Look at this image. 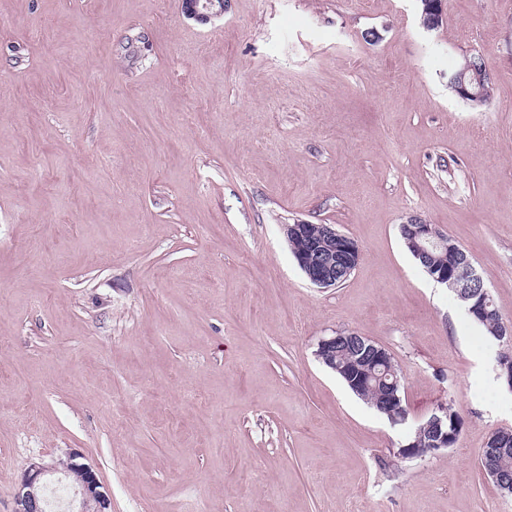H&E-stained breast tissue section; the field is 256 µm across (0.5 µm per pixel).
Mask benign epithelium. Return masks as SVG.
Instances as JSON below:
<instances>
[{"label":"benign epithelium","instance_id":"obj_1","mask_svg":"<svg viewBox=\"0 0 512 512\" xmlns=\"http://www.w3.org/2000/svg\"><path fill=\"white\" fill-rule=\"evenodd\" d=\"M424 23L433 27L442 17V0H422ZM182 12L189 18L206 24L213 18L224 16V0H181ZM458 94L462 99L479 97L476 78L462 74L459 78ZM404 226L409 228L411 239L408 245L416 256L424 259L432 250L448 248V234L421 217H410ZM310 223L298 220L282 225L285 237L302 239L307 242L304 253L295 256L299 268L313 285L320 288L334 287L351 274L361 258L357 242L338 231L333 224L320 225V232L312 235ZM460 277L459 300L468 312L483 317L491 305L490 291L483 278L477 273L467 254L460 256L458 267ZM354 343L352 367L348 370L350 383L358 390L366 387L378 374L395 375L387 349L375 341L351 331H338L333 336L320 340L316 357L325 365H336V348L347 341ZM378 410L385 412L394 424L406 421V410L402 396L391 391L378 403ZM448 420V406L442 405L428 417L427 426L441 432L439 439L430 443L428 452L434 453L448 446V431H440ZM70 465L79 475L80 482L74 488L73 497L67 502L68 512H112L111 499L100 483L94 469L81 461V454H69ZM56 473V467L47 463H34L24 474L16 495L14 512H46L47 503L44 489L49 476Z\"/></svg>","mask_w":512,"mask_h":512}]
</instances>
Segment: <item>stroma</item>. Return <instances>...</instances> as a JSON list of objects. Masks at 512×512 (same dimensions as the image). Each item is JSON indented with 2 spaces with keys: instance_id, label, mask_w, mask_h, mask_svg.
<instances>
[{
  "instance_id": "1",
  "label": "stroma",
  "mask_w": 512,
  "mask_h": 512,
  "mask_svg": "<svg viewBox=\"0 0 512 512\" xmlns=\"http://www.w3.org/2000/svg\"><path fill=\"white\" fill-rule=\"evenodd\" d=\"M0 0V512L80 453L112 512H512L498 344L399 226L460 245L512 322V0ZM480 51L487 106L448 91ZM362 257L319 288L282 232ZM404 375L392 424L315 356ZM454 447L394 452L438 406ZM224 0H181L182 12L188 19L206 24L213 18L223 17ZM349 340L354 343V355L351 356L352 361L350 351L346 350V348L343 347L336 352V348ZM387 351L386 348L375 341L365 336H360L355 332L345 330L336 331L334 336H328L320 340L315 354L324 365H335L334 369L336 370L331 367L330 369L344 381L347 387L367 404H372L374 400L385 394L383 383L373 380L370 388L362 392H356L349 382L357 390H362L369 384L372 378L376 379L380 373L383 376H387V378L392 375L394 380L399 379L391 367L389 351ZM351 363L353 366L347 371L350 378L348 382L344 375L345 369L350 367ZM491 448H508L499 458V469L502 476L512 481V435L507 432L498 431L492 435L489 442ZM491 448L482 449L483 467L487 474L496 482H499V473L495 468L494 459L489 452ZM56 472L53 464L33 463L18 486L14 512H46L44 489L49 482L48 477Z\"/></svg>"
}]
</instances>
